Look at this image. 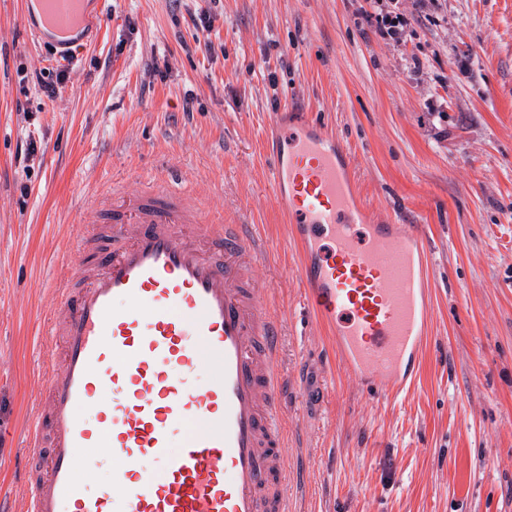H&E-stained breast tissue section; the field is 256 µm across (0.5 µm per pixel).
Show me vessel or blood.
<instances>
[{"instance_id": "obj_1", "label": "vessel or blood", "mask_w": 512, "mask_h": 512, "mask_svg": "<svg viewBox=\"0 0 512 512\" xmlns=\"http://www.w3.org/2000/svg\"><path fill=\"white\" fill-rule=\"evenodd\" d=\"M38 3L26 18L38 41L64 54L98 39L84 0ZM272 170L308 308L373 398L408 393L431 317L423 236L367 223L349 157L322 128L290 140ZM66 248L76 260L44 331L62 356L40 366L46 396L27 427L48 466H29L22 512H291L282 323L254 275L259 241L149 180L98 196ZM98 463L112 482L93 490L75 473Z\"/></svg>"}]
</instances>
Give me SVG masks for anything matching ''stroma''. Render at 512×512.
<instances>
[{"mask_svg": "<svg viewBox=\"0 0 512 512\" xmlns=\"http://www.w3.org/2000/svg\"><path fill=\"white\" fill-rule=\"evenodd\" d=\"M365 4L102 0L99 39L65 60L0 0V512L28 493L80 208L170 177L267 244L294 512H512V0H392L409 20L394 39ZM309 121L346 149L375 221L426 231L431 338L398 401L370 399L305 305L271 171Z\"/></svg>", "mask_w": 512, "mask_h": 512, "instance_id": "obj_1", "label": "stroma"}]
</instances>
